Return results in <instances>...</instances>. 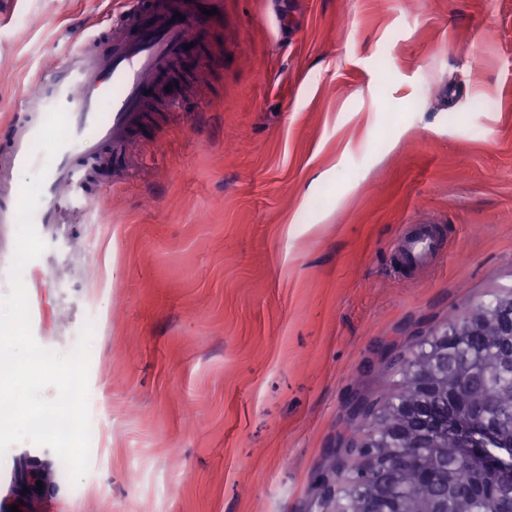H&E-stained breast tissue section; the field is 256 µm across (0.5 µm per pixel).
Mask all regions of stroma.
I'll list each match as a JSON object with an SVG mask.
<instances>
[{
	"instance_id": "stroma-1",
	"label": "stroma",
	"mask_w": 512,
	"mask_h": 512,
	"mask_svg": "<svg viewBox=\"0 0 512 512\" xmlns=\"http://www.w3.org/2000/svg\"><path fill=\"white\" fill-rule=\"evenodd\" d=\"M80 222L23 269L31 329L91 323L90 467L45 458L61 512H315L417 333L512 287V0H219ZM120 0L0 7V115ZM443 257L400 267L406 225Z\"/></svg>"
}]
</instances>
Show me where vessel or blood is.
I'll list each match as a JSON object with an SVG mask.
<instances>
[{"label": "vessel or blood", "instance_id": "obj_1", "mask_svg": "<svg viewBox=\"0 0 512 512\" xmlns=\"http://www.w3.org/2000/svg\"><path fill=\"white\" fill-rule=\"evenodd\" d=\"M214 0H124L127 25L113 30L104 46L83 44L62 71L47 79V91L68 122L69 142L53 157L33 145L44 124L39 113L14 115L0 142V224L14 223L21 172L47 167L33 217L40 236L51 237L70 219L69 197L80 173L104 148L120 159L142 120L149 94L164 83L171 62L186 53ZM442 240L427 223L405 240V260L423 266L442 253Z\"/></svg>", "mask_w": 512, "mask_h": 512}]
</instances>
